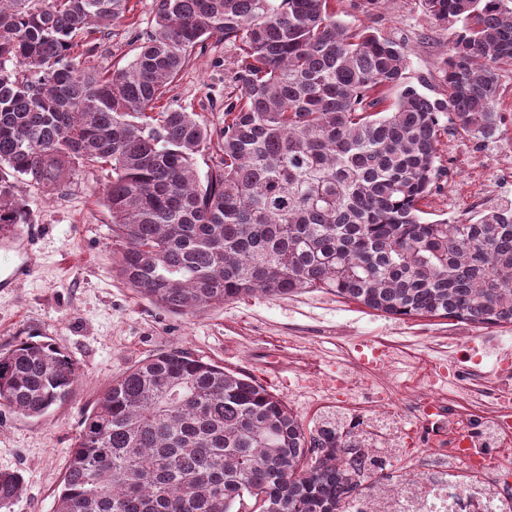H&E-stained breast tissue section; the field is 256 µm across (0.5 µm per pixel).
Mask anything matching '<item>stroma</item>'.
<instances>
[{
    "instance_id": "35a3bbf8",
    "label": "stroma",
    "mask_w": 512,
    "mask_h": 512,
    "mask_svg": "<svg viewBox=\"0 0 512 512\" xmlns=\"http://www.w3.org/2000/svg\"><path fill=\"white\" fill-rule=\"evenodd\" d=\"M131 19L99 39L86 65L100 69L132 61L153 30L154 0H131ZM343 18L408 49L409 82L442 98L441 67L448 31L429 18L421 0H386L366 13L361 0H341ZM238 51L223 39L208 40L171 84L164 101L197 112L210 125L224 121V97ZM499 137L480 141L442 129V175L426 200L428 219L457 224L492 206L512 201V68L500 74ZM107 164H80L58 194L43 195L26 181L16 193L27 205L32 276L0 290V349L25 340L48 341L70 357L80 378L70 399L40 418L0 411V471L21 476V496L0 512H53L82 417L99 395L138 361L173 348L251 377L282 401L306 427L325 417L338 421L375 417L372 396L387 394L396 410L412 404V382L456 360L467 393L447 390L443 402L481 415L487 392L503 381L498 358L512 351V324L477 325L450 319H399L313 288L294 296H252L198 315H175L136 296L119 277L111 217L104 205ZM393 358L375 371L373 351ZM352 382L351 403L332 387L312 388V376Z\"/></svg>"
}]
</instances>
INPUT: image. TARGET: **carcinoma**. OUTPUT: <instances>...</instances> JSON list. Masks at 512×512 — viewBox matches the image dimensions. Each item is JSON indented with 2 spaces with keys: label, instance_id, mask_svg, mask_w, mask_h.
<instances>
[{
  "label": "carcinoma",
  "instance_id": "obj_1",
  "mask_svg": "<svg viewBox=\"0 0 512 512\" xmlns=\"http://www.w3.org/2000/svg\"><path fill=\"white\" fill-rule=\"evenodd\" d=\"M421 2L449 30L444 98L340 0H156L139 52L106 71L81 64L95 48L82 37L110 35L130 0H0V232L27 223L14 179L50 195L103 160L118 273L172 314L325 288L395 318L512 324V202L469 224L421 208L442 118L479 140L500 131L512 0ZM214 36L238 50L218 129L161 105ZM212 144L202 177L194 156ZM79 377L47 341L0 349V408L42 417ZM375 466L335 418L307 430L247 376L171 349L84 416L54 512H345ZM21 491L0 472L1 505Z\"/></svg>",
  "mask_w": 512,
  "mask_h": 512
}]
</instances>
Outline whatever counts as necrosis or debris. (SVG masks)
<instances>
[{"mask_svg": "<svg viewBox=\"0 0 512 512\" xmlns=\"http://www.w3.org/2000/svg\"><path fill=\"white\" fill-rule=\"evenodd\" d=\"M465 389L455 367L436 371L415 396L409 421L399 422L394 434L369 438L372 448L395 453L412 433L431 436L435 456L448 457L456 474L431 480L419 467H409L394 483L380 484L357 503L358 512H512V482L498 480L500 453L512 446V388L501 386L489 394L493 415L476 418L440 403L446 385ZM481 472L487 485L469 486L465 474Z\"/></svg>", "mask_w": 512, "mask_h": 512, "instance_id": "necrosis-or-debris-1", "label": "necrosis or debris"}]
</instances>
